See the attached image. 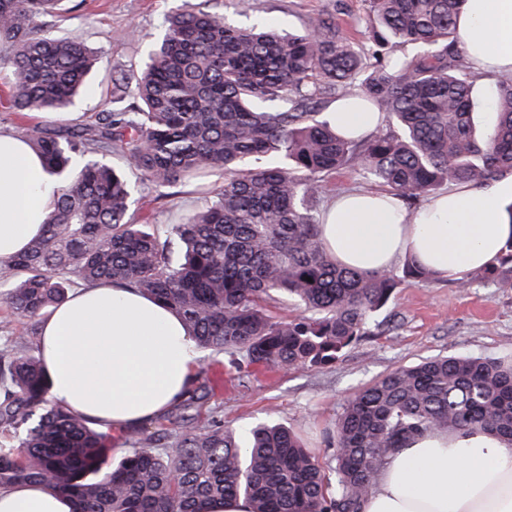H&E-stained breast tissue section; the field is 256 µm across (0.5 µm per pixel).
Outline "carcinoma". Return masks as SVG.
I'll return each mask as SVG.
<instances>
[{"instance_id":"1","label":"carcinoma","mask_w":512,"mask_h":512,"mask_svg":"<svg viewBox=\"0 0 512 512\" xmlns=\"http://www.w3.org/2000/svg\"><path fill=\"white\" fill-rule=\"evenodd\" d=\"M64 2L0 0V66L16 112H62L87 90L94 53L39 33ZM208 2L167 18L143 70L112 79V108L93 123L30 129L57 188L43 233L0 265L3 300L38 320L76 281L135 288L176 311L200 350L269 367L332 365L402 282L433 275L409 257L386 272L339 264L314 207L327 179L348 167L411 200L512 171V73L492 77L495 117L479 135L477 75L456 45L464 0H365L363 54L331 14L286 35L231 24ZM403 46L416 52L397 54ZM325 95L359 96L388 123L365 140L343 137L317 105ZM114 151L155 188L209 168L224 182L176 224H139L130 182L103 161ZM475 279L512 285V241ZM288 301L308 314L278 317ZM12 342L0 350V489L44 484L74 512H200L241 496L252 512H362L390 457L422 435L484 431L512 448V362L450 356L398 367L346 401L329 439L332 478L275 425L244 440L217 425L185 430L158 450L146 437L114 463L106 434L49 399L30 337ZM207 395L192 380L169 424L179 428Z\"/></svg>"}]
</instances>
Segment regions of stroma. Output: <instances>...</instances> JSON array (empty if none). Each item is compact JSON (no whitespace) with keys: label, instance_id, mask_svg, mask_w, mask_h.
<instances>
[{"label":"stroma","instance_id":"35a3bbf8","mask_svg":"<svg viewBox=\"0 0 512 512\" xmlns=\"http://www.w3.org/2000/svg\"><path fill=\"white\" fill-rule=\"evenodd\" d=\"M183 0H67L62 14L44 18V31L78 39L100 60L89 88L69 111L75 123L94 120L110 106L113 77L133 75L142 67L162 33L165 16ZM364 0H216V9L238 26L270 22L284 32L304 31L323 13L336 16L355 47L365 44L361 18ZM138 185V222L172 224L203 206L224 181L219 170L158 191ZM439 356L512 357V287L477 281L468 288L435 280L402 283L374 316L367 336L335 364L305 370L270 369L242 356L200 351L197 374L209 396L191 413V427L217 421L224 429L245 433L259 422L287 427L321 460H328V438L347 399L395 368Z\"/></svg>","mask_w":512,"mask_h":512}]
</instances>
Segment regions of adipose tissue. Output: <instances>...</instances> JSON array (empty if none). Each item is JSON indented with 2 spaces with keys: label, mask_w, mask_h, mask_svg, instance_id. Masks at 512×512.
<instances>
[{
  "label": "adipose tissue",
  "mask_w": 512,
  "mask_h": 512,
  "mask_svg": "<svg viewBox=\"0 0 512 512\" xmlns=\"http://www.w3.org/2000/svg\"><path fill=\"white\" fill-rule=\"evenodd\" d=\"M457 45L478 72H512V0H466ZM338 132L372 134L380 113L359 101L327 114ZM54 183L19 135L0 134V263L39 234ZM321 238L338 263L389 269L414 257L437 277L460 281L496 264L512 239V174L448 191L407 214L386 192L336 196ZM40 353L49 396L102 426L140 424L187 389L198 355L180 317L134 290L79 289L42 325ZM0 512H73L71 499L39 484L0 490ZM363 512H512V448L493 435L431 433L396 453Z\"/></svg>",
  "instance_id": "adipose-tissue-1"
}]
</instances>
